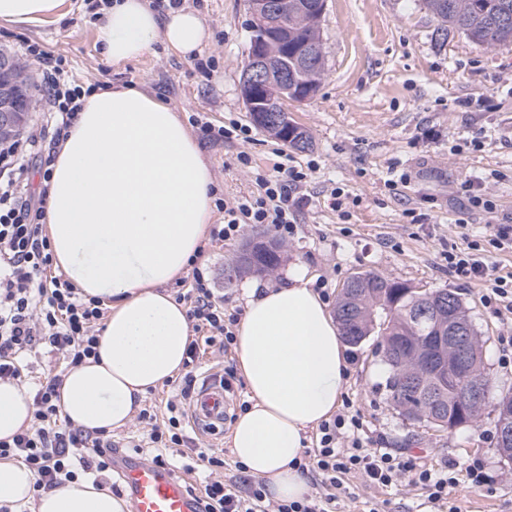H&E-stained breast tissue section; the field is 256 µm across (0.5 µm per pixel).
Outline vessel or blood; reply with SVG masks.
<instances>
[{
	"mask_svg": "<svg viewBox=\"0 0 512 512\" xmlns=\"http://www.w3.org/2000/svg\"><path fill=\"white\" fill-rule=\"evenodd\" d=\"M228 404L221 377L210 373L193 398L190 412L196 425L214 430L223 424ZM112 469L130 498L132 512H196L195 501L170 468L117 449L112 453Z\"/></svg>",
	"mask_w": 512,
	"mask_h": 512,
	"instance_id": "vessel-or-blood-1",
	"label": "vessel or blood"
}]
</instances>
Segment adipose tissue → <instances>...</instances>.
I'll use <instances>...</instances> for the list:
<instances>
[{
	"label": "adipose tissue",
	"mask_w": 512,
	"mask_h": 512,
	"mask_svg": "<svg viewBox=\"0 0 512 512\" xmlns=\"http://www.w3.org/2000/svg\"><path fill=\"white\" fill-rule=\"evenodd\" d=\"M65 0H0V23L61 17ZM104 57L134 61L155 45L188 57L211 38L203 17L178 7L157 12L149 0H113L96 11ZM213 174L177 112L140 87L93 92L52 165L44 223L56 267L82 294L107 304L98 360L70 368L58 403L89 431L124 427L151 389L183 366L190 325L166 290L186 274L207 235ZM292 265L277 284H248L236 329V367L249 407L232 431L231 451L271 496L299 500L308 481L295 465L309 429L330 419L348 360L339 327ZM32 400L0 381V439L31 423ZM31 470L0 460V504L21 512H127L124 499L92 480L34 490Z\"/></svg>",
	"instance_id": "adipose-tissue-1"
}]
</instances>
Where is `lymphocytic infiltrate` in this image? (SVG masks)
Here are the masks:
<instances>
[{"label": "lymphocytic infiltrate", "mask_w": 512, "mask_h": 512, "mask_svg": "<svg viewBox=\"0 0 512 512\" xmlns=\"http://www.w3.org/2000/svg\"><path fill=\"white\" fill-rule=\"evenodd\" d=\"M15 46L22 56L44 67L40 128L0 145V379L19 381L26 357L42 348L60 351L70 367L97 357L105 310L101 300L81 296L63 276L51 274L52 250L42 224L48 184L29 187L32 166L49 174L69 128L95 87L74 76L66 57L49 54L39 43L19 37ZM306 179V172L297 167H281L276 174L257 176L255 194L231 202L219 200L224 221L212 229V239H233L247 224L273 227L284 239L293 236L297 215L308 202L298 192ZM448 271L489 283L495 304L512 310V274L501 275L490 267L479 242H472L466 251H449ZM178 299L186 305L198 337L187 346V370L174 382L166 421L152 425L147 438L152 463L162 467L178 463L187 472L203 473L201 512H333L347 494L345 479L350 475L385 488L407 476L423 490L429 512H444L448 490L457 484L459 474H466L476 488L488 482L484 465L476 460L462 467L447 462L436 468L411 454L366 447L361 417L348 408L319 425L315 447L306 449L299 460V471L318 481L319 493L273 503L266 498L263 482L224 479L223 453L198 447L187 433V402L195 390L194 368L201 345L216 344L224 355H231L239 315L225 311L210 278L198 267L192 271L188 291ZM63 378L58 371L38 380L30 428L12 440H0V459H21L33 472L38 492L112 467V441L106 432H90L62 419L57 400Z\"/></svg>", "instance_id": "lymphocytic-infiltrate-1"}]
</instances>
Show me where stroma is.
<instances>
[{
    "mask_svg": "<svg viewBox=\"0 0 512 512\" xmlns=\"http://www.w3.org/2000/svg\"><path fill=\"white\" fill-rule=\"evenodd\" d=\"M184 4L203 15L212 33L195 57L182 58L158 45L135 61H105L84 0H66L63 17L54 22L1 24L0 46H10L19 35L66 56L83 82L146 86L185 122L201 115L216 126L247 123L239 94L249 43L246 0ZM434 28L421 0H327L320 25L325 57L320 87L312 98L288 104L291 119L311 137L309 148L292 149L258 128L248 142L198 141L218 198L250 194L257 175L286 162L311 167L302 188L311 204L299 214L294 236L280 242L277 272H235L241 249L253 235L276 238L272 228L251 224L237 238L204 240L197 265L207 270L229 311L244 310L246 283L277 282L295 262L326 280L333 300L347 278L362 269L422 289L455 291L484 341L494 400L512 392V365L502 363L512 347V313L488 307L481 282L450 277L445 256L449 248L463 250L482 240L491 222L489 214L468 211L459 192L465 179L488 178L499 213H512V48L487 49L461 35L440 45ZM208 57L213 67L198 69V59ZM488 98L494 108L485 107ZM476 135L485 143L483 150L470 144ZM456 144L460 153H451ZM242 152L250 155V166L239 163ZM337 187L360 200L345 218L327 206ZM411 209L422 214V221H411ZM347 355L342 397L359 411L362 435L372 447L405 448L432 465L480 459L490 482L473 488L463 480L450 488V512H512V460L498 451L492 414L435 432L390 406L375 340L348 348ZM352 491L336 512H427L420 490L404 482L382 488L356 480Z\"/></svg>",
    "mask_w": 512,
    "mask_h": 512,
    "instance_id": "35a3bbf8",
    "label": "stroma"
}]
</instances>
